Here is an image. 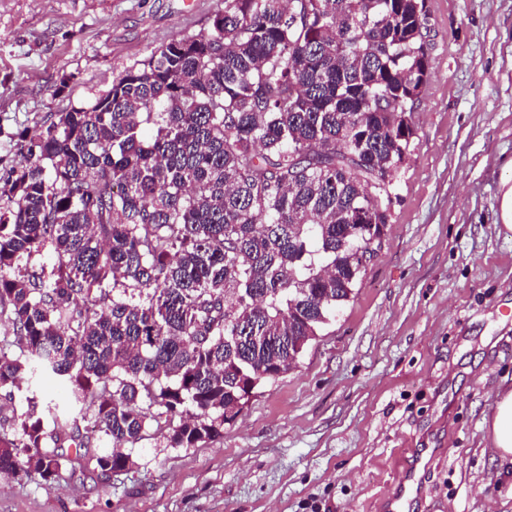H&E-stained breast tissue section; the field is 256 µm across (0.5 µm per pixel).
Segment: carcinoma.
Masks as SVG:
<instances>
[{"label":"carcinoma","mask_w":512,"mask_h":512,"mask_svg":"<svg viewBox=\"0 0 512 512\" xmlns=\"http://www.w3.org/2000/svg\"><path fill=\"white\" fill-rule=\"evenodd\" d=\"M427 0H224L63 112L0 187V389L48 370L76 412L0 413V474L108 475L161 435L224 437L362 281L428 57ZM51 250L49 275L28 271ZM280 345L247 340L253 330ZM112 441L90 454L94 437Z\"/></svg>","instance_id":"cac0c4a2"}]
</instances>
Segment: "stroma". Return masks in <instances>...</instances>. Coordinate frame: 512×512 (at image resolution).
Listing matches in <instances>:
<instances>
[{
    "mask_svg": "<svg viewBox=\"0 0 512 512\" xmlns=\"http://www.w3.org/2000/svg\"><path fill=\"white\" fill-rule=\"evenodd\" d=\"M429 69L394 174L387 238L297 368L254 390L221 440L51 482L0 475V512H383L415 449L431 448L412 512H512V464L490 435L512 388V0H427ZM224 0H0V176L59 113L103 94ZM59 408L56 376L23 371Z\"/></svg>",
    "mask_w": 512,
    "mask_h": 512,
    "instance_id": "1",
    "label": "stroma"
}]
</instances>
